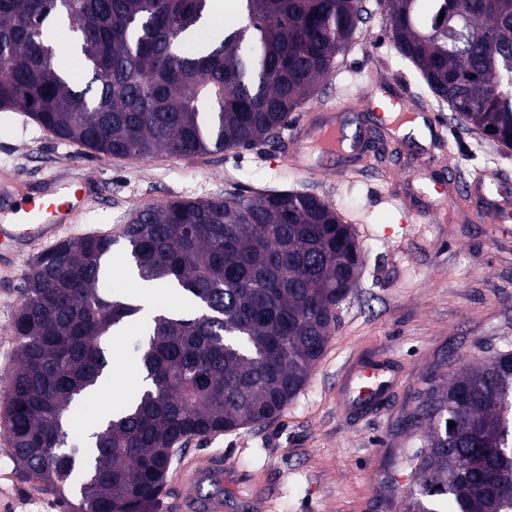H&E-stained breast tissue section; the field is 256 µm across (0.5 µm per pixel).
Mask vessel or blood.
I'll list each match as a JSON object with an SVG mask.
<instances>
[{
    "mask_svg": "<svg viewBox=\"0 0 512 512\" xmlns=\"http://www.w3.org/2000/svg\"><path fill=\"white\" fill-rule=\"evenodd\" d=\"M338 130L336 113L329 110L321 119L309 118L298 123L290 139L300 157L317 147L340 152L344 145ZM93 193L92 183L80 181L73 185L66 196H56L47 189L19 205L13 212V223L0 225V238L11 243L9 250L0 251V262L13 264L15 257L23 252L39 250L58 242ZM350 381L357 392L358 401L365 403L376 399L385 385L383 373L375 366L357 369ZM181 472L175 499L179 512H224L222 454L210 455L201 464L191 460L183 462ZM207 484L212 487L208 493L203 490Z\"/></svg>",
    "mask_w": 512,
    "mask_h": 512,
    "instance_id": "obj_1",
    "label": "vessel or blood"
}]
</instances>
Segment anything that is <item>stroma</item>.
<instances>
[{
  "instance_id": "obj_1",
  "label": "stroma",
  "mask_w": 512,
  "mask_h": 512,
  "mask_svg": "<svg viewBox=\"0 0 512 512\" xmlns=\"http://www.w3.org/2000/svg\"><path fill=\"white\" fill-rule=\"evenodd\" d=\"M369 19L337 56L335 71L310 106L343 104L340 122L355 137L349 155L309 156L314 174L282 165L279 146L239 148L192 160L163 155L101 159L55 139L26 117H0V197L17 200L52 178L55 191L99 177L109 198L88 201L73 236L118 234L146 204L227 192L253 198L269 190L318 196L352 224L361 248L358 282L337 310L338 328L304 389L276 420L195 438L185 458L224 453L225 512H399L413 486L401 459L419 442L407 427L426 376L453 372L480 345L512 341V220L500 223L475 203L444 214L428 204L448 192L449 178L486 170L512 195V149L457 126L413 67L395 51L377 0ZM407 80L410 101L439 135L429 144L399 135L382 109L362 94L385 93ZM32 262L0 268V379L16 365L13 320ZM388 359L397 372L372 409L346 401L345 372ZM0 512H61L58 500L0 463Z\"/></svg>"
}]
</instances>
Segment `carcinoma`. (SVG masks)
<instances>
[{"instance_id":"carcinoma-1","label":"carcinoma","mask_w":512,"mask_h":512,"mask_svg":"<svg viewBox=\"0 0 512 512\" xmlns=\"http://www.w3.org/2000/svg\"><path fill=\"white\" fill-rule=\"evenodd\" d=\"M210 0H0V112H20L102 159H195L280 137L367 13L362 0H238L240 25L206 46L187 31ZM379 0L388 36L459 124L512 147V0ZM86 63L65 79L48 23ZM132 271L184 291L200 312L158 314L126 396L89 444L84 398L112 356L104 340L141 306L106 291L112 248ZM360 250L332 205L298 191L147 205L117 235L64 241L32 264L13 332L17 366L0 431L24 477L67 512H160L177 445L266 424L304 388L357 282ZM420 447L402 512H512V343L446 377L413 411ZM455 426L448 427L449 422Z\"/></svg>"}]
</instances>
